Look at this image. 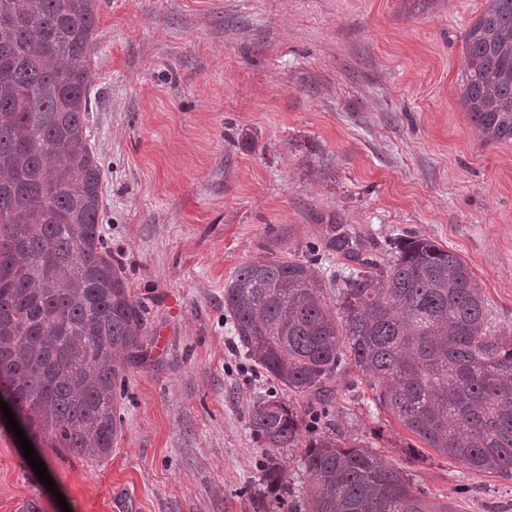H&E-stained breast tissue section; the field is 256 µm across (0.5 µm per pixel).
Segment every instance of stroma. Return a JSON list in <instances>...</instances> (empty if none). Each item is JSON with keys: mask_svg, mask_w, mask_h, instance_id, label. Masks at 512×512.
<instances>
[{"mask_svg": "<svg viewBox=\"0 0 512 512\" xmlns=\"http://www.w3.org/2000/svg\"><path fill=\"white\" fill-rule=\"evenodd\" d=\"M489 0H98L87 114L101 236L145 309L122 359L108 457L37 443L47 490L0 417V512H256L258 462L292 483L301 449L249 429L260 398L308 399L233 346L224 285L257 257L311 254L342 224L368 252L404 234L460 256L512 332V142L483 145L460 104L462 34ZM332 423L456 512L512 505V478L417 439L364 382Z\"/></svg>", "mask_w": 512, "mask_h": 512, "instance_id": "obj_1", "label": "stroma"}]
</instances>
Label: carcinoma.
I'll return each mask as SVG.
<instances>
[{"label":"carcinoma","instance_id":"cac0c4a2","mask_svg":"<svg viewBox=\"0 0 512 512\" xmlns=\"http://www.w3.org/2000/svg\"><path fill=\"white\" fill-rule=\"evenodd\" d=\"M97 0H0V395L34 434L78 456L110 455L122 417L117 355L147 332L123 262L104 245L102 177L86 112ZM460 98L486 145L512 140V0L463 36ZM325 248L358 264L328 284L318 260L258 258L224 285L237 348L289 390L257 402L253 435L301 456L297 493L269 456L263 482L288 512H454L391 459L324 423L330 384L355 371L426 447L512 476V334L456 254L406 234L391 259L362 255L342 224ZM332 291H327V288ZM336 294L330 299L329 293Z\"/></svg>","mask_w":512,"mask_h":512}]
</instances>
